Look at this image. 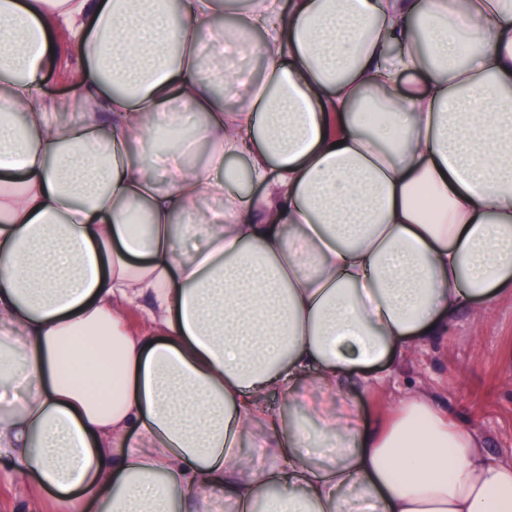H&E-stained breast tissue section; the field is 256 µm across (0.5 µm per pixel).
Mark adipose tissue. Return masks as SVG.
I'll return each instance as SVG.
<instances>
[{
	"instance_id": "obj_1",
	"label": "adipose tissue",
	"mask_w": 512,
	"mask_h": 512,
	"mask_svg": "<svg viewBox=\"0 0 512 512\" xmlns=\"http://www.w3.org/2000/svg\"><path fill=\"white\" fill-rule=\"evenodd\" d=\"M217 12L0 0V457L69 512H512L471 425L414 390L369 421L345 388L512 285V0ZM307 384L336 409L268 408ZM54 37L58 43V58L55 66L45 73L42 86L47 96L66 98L71 94L66 75L71 74L80 61L67 33L58 32Z\"/></svg>"
}]
</instances>
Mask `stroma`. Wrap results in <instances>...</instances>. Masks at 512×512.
Masks as SVG:
<instances>
[{"instance_id": "1", "label": "stroma", "mask_w": 512, "mask_h": 512, "mask_svg": "<svg viewBox=\"0 0 512 512\" xmlns=\"http://www.w3.org/2000/svg\"><path fill=\"white\" fill-rule=\"evenodd\" d=\"M58 58L43 79L47 96L71 93L67 78L79 63L70 37L56 35ZM422 391L457 420L471 423L493 457L512 460V292L501 293L491 309L473 303L448 330L414 347L396 364L387 385L373 392L352 385L350 397L369 418L388 412L404 390ZM0 512H67L39 496L0 463Z\"/></svg>"}]
</instances>
